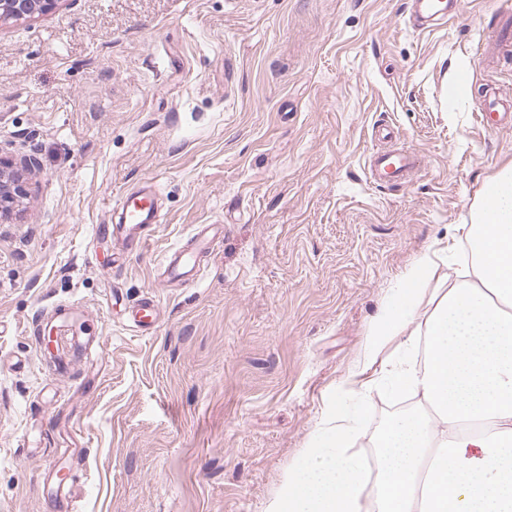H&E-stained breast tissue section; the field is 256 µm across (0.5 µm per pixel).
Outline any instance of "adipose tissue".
<instances>
[{"label": "adipose tissue", "mask_w": 512, "mask_h": 512, "mask_svg": "<svg viewBox=\"0 0 512 512\" xmlns=\"http://www.w3.org/2000/svg\"><path fill=\"white\" fill-rule=\"evenodd\" d=\"M463 247L471 279L430 290L440 264L424 257L336 388L367 395L389 342L428 345L423 365L386 372L424 405L380 428L376 471L354 449L359 413L328 411L265 512H512V165L484 183Z\"/></svg>", "instance_id": "ef3b65f1"}]
</instances>
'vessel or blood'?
I'll list each match as a JSON object with an SVG mask.
<instances>
[{
    "label": "vessel or blood",
    "instance_id": "obj_1",
    "mask_svg": "<svg viewBox=\"0 0 512 512\" xmlns=\"http://www.w3.org/2000/svg\"><path fill=\"white\" fill-rule=\"evenodd\" d=\"M414 23L435 25L445 20L454 4V0H412ZM480 116L495 113L499 116L501 127H512V93L498 86H488L480 102ZM416 154L402 149H380L373 152L369 159L370 172L381 178L398 182L406 181L419 166ZM159 221L156 193L152 186H144L127 192L113 209L109 223L112 227V239L119 247L120 254H127L135 248H143L149 240V231ZM220 227H198L191 238L190 247L172 248L165 256L161 269L169 280H179L189 274H196L199 256L214 252L219 243ZM130 323L137 332L153 329L156 324L155 303L145 299L133 306Z\"/></svg>",
    "mask_w": 512,
    "mask_h": 512
}]
</instances>
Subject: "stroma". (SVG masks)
Listing matches in <instances>:
<instances>
[{
  "mask_svg": "<svg viewBox=\"0 0 512 512\" xmlns=\"http://www.w3.org/2000/svg\"><path fill=\"white\" fill-rule=\"evenodd\" d=\"M441 25L408 0H61L0 23V154L36 153L0 219V512H264L322 413L363 408L355 449L394 392L337 401L403 273L448 253L512 128L477 118L512 52L481 57L512 0H459ZM389 129L423 159L373 180ZM153 182L162 220L112 263L97 237ZM224 237L189 281L165 252ZM150 298L158 323L124 325ZM71 304L45 353L32 328Z\"/></svg>",
  "mask_w": 512,
  "mask_h": 512,
  "instance_id": "obj_1",
  "label": "stroma"
}]
</instances>
